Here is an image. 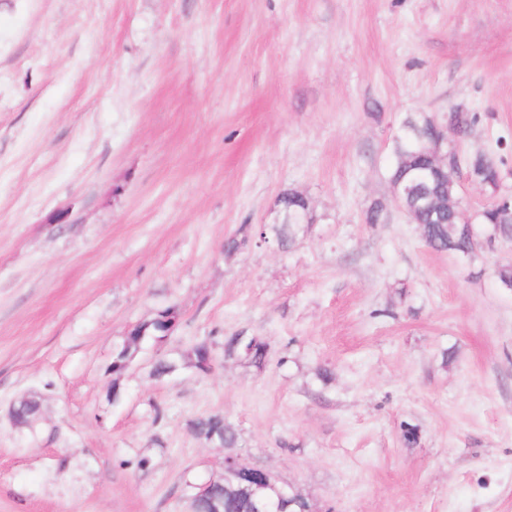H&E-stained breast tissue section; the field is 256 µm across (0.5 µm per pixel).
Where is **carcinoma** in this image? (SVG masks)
<instances>
[{"label": "carcinoma", "mask_w": 512, "mask_h": 512, "mask_svg": "<svg viewBox=\"0 0 512 512\" xmlns=\"http://www.w3.org/2000/svg\"><path fill=\"white\" fill-rule=\"evenodd\" d=\"M420 124L407 123V133L396 143L395 166L391 181L396 184L408 180L414 169L430 168L433 178L430 183L402 198L403 209L413 216L426 245L436 251L469 255L485 246L491 247L501 241L512 242V201L503 200L499 204L487 207L480 213L478 224L482 230L474 231L471 224L462 219L458 207V180L456 173L449 167H434L429 152V138L414 135ZM470 161L475 181L496 191L500 188L501 171L495 158L487 153L478 152L466 156ZM307 223V215L293 201L288 199V224L276 230L279 243L284 245L293 241L296 230ZM165 338L161 325L154 321L135 326L124 341L122 349L116 354L112 369L122 370L126 361L148 340L160 341ZM224 355L238 356L250 361L261 369L267 357V345L254 336L234 334L224 340ZM177 360L162 358L152 369V376L160 379L177 370ZM191 433L205 440L216 435L226 448H234L238 443L236 430L224 420V415L213 413L193 419L189 424ZM213 498L220 504L219 512H256V498L271 497L274 489L270 486L260 488L254 495L238 492L230 481L214 479Z\"/></svg>", "instance_id": "obj_1"}]
</instances>
